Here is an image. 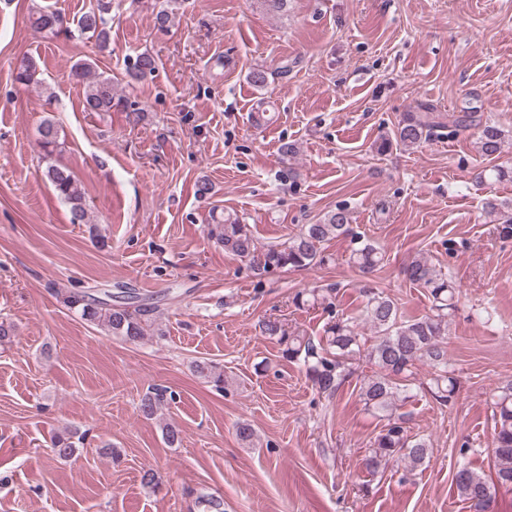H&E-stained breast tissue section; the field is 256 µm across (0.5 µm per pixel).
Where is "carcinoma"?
I'll return each instance as SVG.
<instances>
[{"mask_svg":"<svg viewBox=\"0 0 512 512\" xmlns=\"http://www.w3.org/2000/svg\"><path fill=\"white\" fill-rule=\"evenodd\" d=\"M112 0H97L96 7L73 21L63 20V13L46 9L32 14L31 26L38 32L72 39L87 33L95 37L99 49L108 47L111 36ZM157 68L154 57L138 54L127 66V75L139 81ZM71 76L84 89L83 105L88 112H110L114 102L112 78L94 72L91 64L77 63ZM435 127L427 114L409 116L398 128L396 140L404 145H416L425 139L426 131ZM40 144L50 155L58 145V128L50 119L39 126ZM502 133L485 125L476 141L478 153L494 159L501 153ZM46 176L57 197L70 208L73 224L88 223L85 193L73 174L66 168L50 165ZM208 234L224 250L241 258H252L264 271L277 269H306L321 264L325 256L320 245L333 237L352 234L348 213L338 209L320 224H306L298 234L282 245H275L257 252L250 227L238 218L227 217L222 224L209 225ZM350 254V262L362 273L370 274L382 260V254L373 244L357 237ZM408 279L423 288L431 301L430 314L415 319H404L396 303L387 295L371 289L365 291L367 301L364 317L372 332L364 336L354 322L337 319L328 324L323 340L316 344L306 336L288 331L277 320L262 323V332L277 338L281 356L289 362H300L315 389L332 395L355 372L354 361L365 359L375 366L370 376L363 377L360 398L365 408L384 422L383 429L374 438L363 465L371 473L392 462H403L407 471L426 465L432 457L429 441L417 434H410L408 414L399 409L413 397L416 366L426 364L432 370L427 393L441 405L450 402L457 392V378L448 366V351L444 337L448 335V317L456 308L458 287L450 274L433 267L427 259L417 258L407 268ZM62 303L82 320L99 327L108 336L130 343L143 340L155 325L151 315L155 307L147 302L132 306L122 301L109 304L89 300L83 291H60ZM293 302L299 307L323 305L330 307V296L312 292H298ZM199 376L224 388V370L212 362L196 364ZM166 390L156 388L140 400L139 412L143 418L157 417L164 404ZM494 428L492 434L494 475L486 477L473 470L469 464L457 467L453 476L459 496L469 504L471 512H494L496 487L512 486V381L498 387L493 402ZM84 434L79 429L67 430L51 438V449L60 459L74 455L76 442ZM197 512H224V501L199 493L194 499Z\"/></svg>","mask_w":512,"mask_h":512,"instance_id":"1","label":"carcinoma"}]
</instances>
